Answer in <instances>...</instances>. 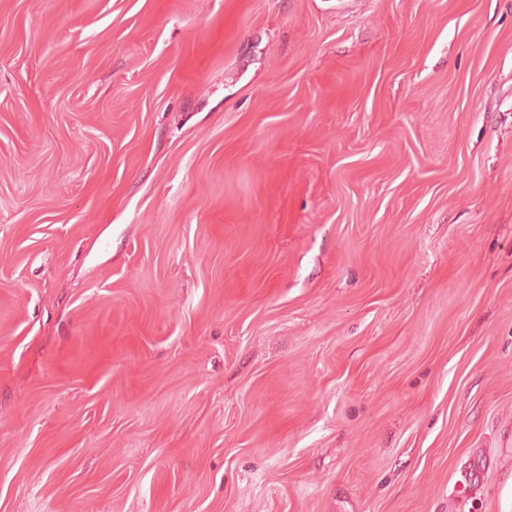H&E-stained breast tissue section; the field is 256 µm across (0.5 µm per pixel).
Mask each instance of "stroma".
I'll return each mask as SVG.
<instances>
[{
    "label": "stroma",
    "instance_id": "35a3bbf8",
    "mask_svg": "<svg viewBox=\"0 0 512 512\" xmlns=\"http://www.w3.org/2000/svg\"><path fill=\"white\" fill-rule=\"evenodd\" d=\"M0 512H512V0H0Z\"/></svg>",
    "mask_w": 512,
    "mask_h": 512
}]
</instances>
